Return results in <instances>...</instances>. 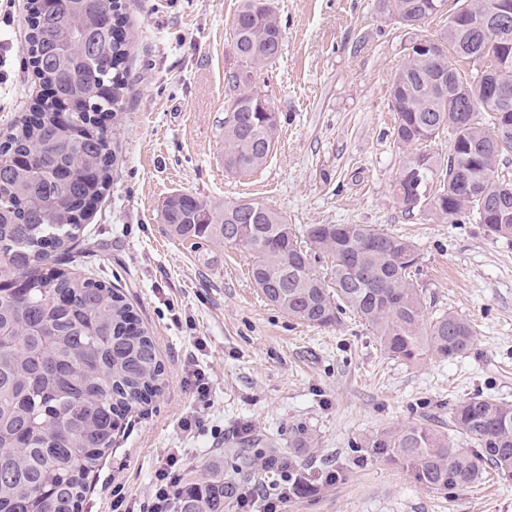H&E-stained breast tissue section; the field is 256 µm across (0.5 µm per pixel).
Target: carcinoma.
<instances>
[{
  "instance_id": "obj_1",
  "label": "carcinoma",
  "mask_w": 512,
  "mask_h": 512,
  "mask_svg": "<svg viewBox=\"0 0 512 512\" xmlns=\"http://www.w3.org/2000/svg\"><path fill=\"white\" fill-rule=\"evenodd\" d=\"M444 0H381L409 33L441 11ZM492 0H453L458 11L436 39L448 56L417 49L391 83L397 145L422 144L448 131L442 161L416 153L394 191L407 212L437 217L473 213L490 234L512 238V179L494 177L512 151V54L500 62L493 98L478 81L456 94L451 66L471 71L497 44L512 45V18L488 28L470 24ZM121 0H27L33 72L53 90L34 112L0 131V512H79L87 479L112 450V434L164 383L152 336L125 295L109 282L73 276L62 266L83 221L110 186L112 131L100 117L121 109L128 42ZM237 65L224 73V168L259 169L272 153L279 116L255 76L279 57L282 28L271 0H241L232 20ZM161 215L181 240L242 246L250 276L288 316L319 327L349 309L372 328L385 353L418 363L430 353L456 358L474 332L452 312L425 313L413 281L419 255L406 239L370 224H311L297 231L254 200L214 206L176 192ZM330 261L329 272L312 259ZM476 444L459 448L425 423L377 434L370 453L408 472L425 489L451 492L487 470L512 475V404L473 398L449 410ZM236 479L211 469L179 495L175 512H228Z\"/></svg>"
}]
</instances>
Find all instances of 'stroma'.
<instances>
[{
	"label": "stroma",
	"instance_id": "35a3bbf8",
	"mask_svg": "<svg viewBox=\"0 0 512 512\" xmlns=\"http://www.w3.org/2000/svg\"><path fill=\"white\" fill-rule=\"evenodd\" d=\"M131 41L128 89L107 118L119 144L112 182L67 265L121 288L151 333L165 386L137 406L88 479L81 512H138L158 460L179 453L186 480L205 464L233 474L239 452L345 481L291 497L283 512H512V477L487 474L447 494L425 489L365 443L415 422L467 439L448 419L456 403L489 395L512 404V239L475 218L407 213L393 192L412 148L392 136L390 86L406 35L378 0H273L282 27L278 60L256 76L281 121L266 163L224 169V73L236 63L239 0H122ZM26 0H0V130L40 91L28 63ZM180 190L215 203L255 200L293 228L370 224L409 240L420 255L414 282L428 314L453 312L475 332L455 360L415 364L387 356L367 323L343 315L329 328L270 305L249 276L241 246H196L161 221ZM211 379L198 401L182 379L193 366ZM197 409L201 424L180 418Z\"/></svg>",
	"mask_w": 512,
	"mask_h": 512
}]
</instances>
